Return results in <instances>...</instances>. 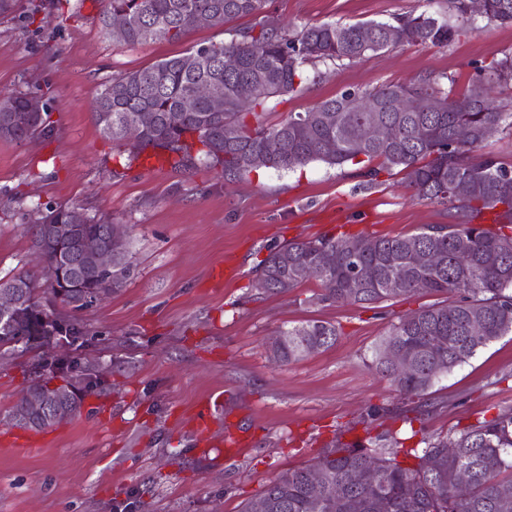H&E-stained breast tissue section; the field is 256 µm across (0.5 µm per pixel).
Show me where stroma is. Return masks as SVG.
Instances as JSON below:
<instances>
[{"instance_id":"35a3bbf8","label":"stroma","mask_w":512,"mask_h":512,"mask_svg":"<svg viewBox=\"0 0 512 512\" xmlns=\"http://www.w3.org/2000/svg\"><path fill=\"white\" fill-rule=\"evenodd\" d=\"M103 10L104 0H17L14 12L0 15V90L44 94L53 128L32 142L0 140V277L40 276L29 222L59 205L125 225L134 268L102 302L76 312L58 305L86 330L78 356L101 362L108 382L77 415L44 430V446L0 454V512H242L271 479L311 463L337 432L366 441L388 429L415 448L512 409V335L417 403L366 366L397 318L434 303L433 295L364 307L319 302L313 280L277 295L255 286L277 244L342 232L411 235L461 222L459 210L414 196L396 172L368 181L361 163L261 169L228 183L204 166L128 161L92 118L96 91L194 46L230 40L255 19L128 45L106 34ZM422 11L447 15L448 2L266 0L264 17L295 33ZM470 26L447 46L404 42L353 63L307 64L296 91L268 103L265 121L349 89L410 79L449 76L464 90L477 66L512 52V23L476 16ZM228 259L240 274L226 283L213 271ZM310 320L335 324L336 344L286 365L272 361L270 337ZM42 357L31 350L0 361V432L11 430L7 412ZM213 393L246 434L232 458L195 451V415ZM416 405L415 437L397 415Z\"/></svg>"}]
</instances>
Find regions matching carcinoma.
Wrapping results in <instances>:
<instances>
[{"mask_svg":"<svg viewBox=\"0 0 512 512\" xmlns=\"http://www.w3.org/2000/svg\"><path fill=\"white\" fill-rule=\"evenodd\" d=\"M266 0H107L104 29L110 19L126 21L123 42L129 45L154 39L178 41L192 29L190 18L211 15V25L244 16H258ZM457 23L422 12L393 22L367 21L342 25L325 23L304 27L294 36L265 21L237 30L227 42L193 47L144 69L112 79L92 100L93 119L103 134L114 141H129L128 118L141 111L154 113L152 126L130 141L134 155L150 148L167 156L178 168L191 170L200 164L233 181L261 168L290 171L311 162L341 167L359 157L380 161L367 176L398 170L420 197L467 212L463 224L427 226L422 231L396 237L325 235L315 240L290 241L270 249L258 270L257 287L270 294L286 293L307 277L296 271L316 265L318 259L336 255L334 266L312 275L322 287L318 299L330 303L380 304L401 296L455 293L452 302L440 301L399 317L376 344L368 366L387 378L400 394L421 397L441 377L475 357L503 336L512 334V172L490 156L475 152L495 136L511 112L492 105L497 87L512 84V54L477 69L476 77L462 92L444 88L434 79L409 84H385L371 91L346 90L306 112L289 113L276 125L263 120L261 110L275 97L290 93L302 80V66L309 61L353 62L407 40L446 45L468 31L467 0H448ZM484 18L512 22V0H485ZM233 55L238 65L224 68V56ZM198 84H207L224 97V111H212L207 99L192 111L183 100ZM400 96L412 98L411 112H398ZM27 94L0 95V120L8 123L0 139L22 142L35 133L51 132L40 115L22 126L11 124L14 114L25 109ZM359 97L375 100L374 112H359ZM469 126V138L460 141V123ZM390 126L391 142H369L363 127ZM332 142V152L324 144ZM465 182L470 195L455 197L452 186ZM73 209L50 207L32 221L33 245L41 246L45 262L61 270L49 282L54 299L81 310L93 305L99 291L116 292L130 278V255L110 273L84 272L76 242H52L55 224L72 223ZM426 249L440 255L432 267L411 265L412 253ZM467 253L466 267L455 263ZM20 284L23 302H41L37 280L28 274L1 277L0 286ZM56 317L48 330L38 314L21 310L13 324L0 321V352L49 348L60 340L75 343L83 328L62 317L54 305H46ZM480 319L484 333L473 336L471 322ZM288 343L269 347L272 357L288 364L331 348L339 332L326 321H310L280 331ZM441 343L433 344L435 337ZM394 346L411 354L416 366L408 377L397 378L382 362ZM439 455L438 471L423 467L426 455ZM327 479L326 496L319 509L311 507L305 485L311 468ZM472 472L468 494L455 489L456 471ZM512 487V412L478 421L453 437L427 443L426 448L402 447L394 436L377 437L368 448L358 443L335 442L312 464L290 468L270 480L259 495L272 503L269 512H376L373 504L385 503L383 512H512L503 511L499 490Z\"/></svg>","mask_w":512,"mask_h":512,"instance_id":"carcinoma-1","label":"carcinoma"}]
</instances>
